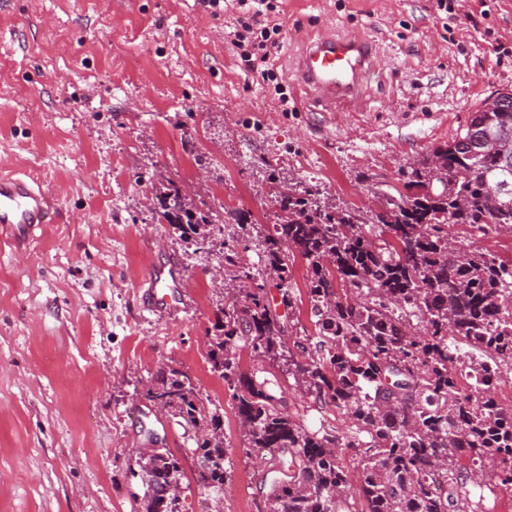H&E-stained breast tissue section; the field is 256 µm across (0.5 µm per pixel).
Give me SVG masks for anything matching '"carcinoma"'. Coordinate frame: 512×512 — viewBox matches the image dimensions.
<instances>
[{
  "label": "carcinoma",
  "mask_w": 512,
  "mask_h": 512,
  "mask_svg": "<svg viewBox=\"0 0 512 512\" xmlns=\"http://www.w3.org/2000/svg\"><path fill=\"white\" fill-rule=\"evenodd\" d=\"M479 120L501 134L512 155V100ZM475 120L428 155L460 176L434 195L422 194L427 170L411 172L403 206L370 224H351V210L326 204L304 189L274 193L276 222L265 238L263 262L244 256L249 230L226 245L223 317L213 326L208 359L237 402L250 455L274 461L267 482V512H477L473 492L458 468V455L512 489V404L497 401L488 365L512 363V265L461 246L448 251L451 224L479 232L512 225V168L500 154L471 156L465 149ZM161 215L198 252L216 231L212 217L184 206L170 184L158 196ZM308 265L306 290L315 318L313 336L288 335L295 294L288 287L289 254ZM331 258L335 267L324 260ZM281 296L274 303L271 288ZM284 313H279L278 306ZM294 380L295 391L346 415L354 428L311 430L292 417L264 368H241L239 351ZM482 380L476 407L460 384L463 367ZM150 389L166 398L171 416L195 438L197 479L221 490L227 478L220 414L195 381L176 368H161ZM339 448L358 456L350 476L337 462ZM131 476L144 489L140 512H156L153 481L168 492L166 512H179L184 471L166 448L135 460Z\"/></svg>",
  "instance_id": "carcinoma-1"
}]
</instances>
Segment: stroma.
<instances>
[{
    "mask_svg": "<svg viewBox=\"0 0 512 512\" xmlns=\"http://www.w3.org/2000/svg\"><path fill=\"white\" fill-rule=\"evenodd\" d=\"M282 29L271 70L246 71L234 12L205 0H0V167L34 179L55 223L26 248L0 240V512H137L131 448L183 464L180 512H266L268 465L245 452L237 404L207 358L225 302L212 271L254 225L276 220L275 188L315 185L364 215L411 164L512 91V0H271ZM328 34L367 37L380 68L351 106H304L292 74ZM175 182L221 230L192 253L159 215ZM472 250L512 264V231L449 225ZM178 264L183 299L150 313L138 282ZM295 334L314 335L307 264L289 261ZM188 373L223 422V493L197 480L193 441L143 398L159 367ZM306 426L349 419L293 397Z\"/></svg>",
    "mask_w": 512,
    "mask_h": 512,
    "instance_id": "obj_1",
    "label": "stroma"
}]
</instances>
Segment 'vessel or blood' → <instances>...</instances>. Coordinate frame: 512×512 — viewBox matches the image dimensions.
I'll return each mask as SVG.
<instances>
[{"label": "vessel or blood", "instance_id": "vessel-or-blood-1", "mask_svg": "<svg viewBox=\"0 0 512 512\" xmlns=\"http://www.w3.org/2000/svg\"><path fill=\"white\" fill-rule=\"evenodd\" d=\"M379 65L372 40L327 35L302 50L294 74L307 94L332 110L339 103L357 100L366 75ZM53 220V204L39 184L13 173L0 174V235L20 249ZM183 284L178 266L151 267L141 282L144 310L157 312L178 301Z\"/></svg>", "mask_w": 512, "mask_h": 512}]
</instances>
